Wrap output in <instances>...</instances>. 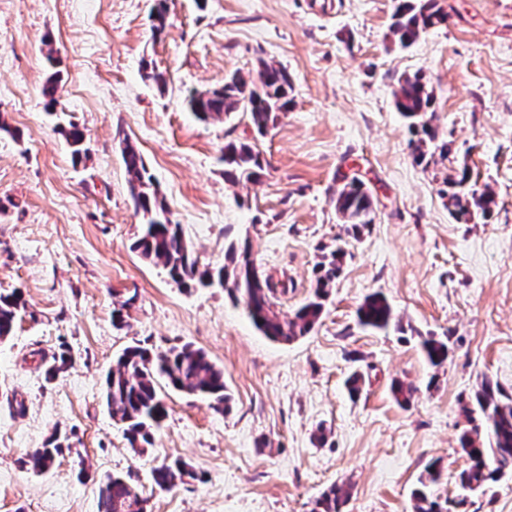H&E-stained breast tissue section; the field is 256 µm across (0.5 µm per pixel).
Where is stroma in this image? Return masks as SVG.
<instances>
[{"mask_svg": "<svg viewBox=\"0 0 512 512\" xmlns=\"http://www.w3.org/2000/svg\"><path fill=\"white\" fill-rule=\"evenodd\" d=\"M445 2L447 25L404 49L389 32L394 0H167L158 39L154 0H0V293L25 302L0 344V512H97L107 474L124 475L147 512H312L333 483L350 486L344 512H412L436 460L455 512H512V472L465 497L458 485L474 390L487 376L512 393V0ZM50 49L60 60L51 112ZM263 60L291 74L293 101L260 140L262 177L233 186L219 156L253 137L248 118L201 122L185 99L235 71L255 76ZM146 61L165 86L143 79ZM415 72L434 90L453 159L493 194L490 214L458 223L440 193L447 165L414 162L393 92ZM69 123L85 133L78 163L58 131ZM125 138L201 262L249 239L284 314L312 296L320 247L348 236L337 187L354 176L366 185L374 222L309 335L271 341L223 289L184 292L133 251L141 218ZM373 292L399 328L358 325ZM126 299L119 329L112 312ZM424 336L447 339V365L429 366ZM133 344L202 349L224 370L229 410L162 389L168 417L135 453L103 399L105 373ZM63 348L72 367L46 380ZM357 369L365 383L353 398L345 382ZM395 379L417 386L409 406L394 399ZM55 434L70 452L45 472L21 466ZM174 458L197 477L159 490L152 471Z\"/></svg>", "mask_w": 512, "mask_h": 512, "instance_id": "1", "label": "stroma"}]
</instances>
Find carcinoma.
<instances>
[{
	"mask_svg": "<svg viewBox=\"0 0 512 512\" xmlns=\"http://www.w3.org/2000/svg\"><path fill=\"white\" fill-rule=\"evenodd\" d=\"M448 22L443 0H398L392 16L391 33L402 47L413 45L422 33ZM168 26L167 0H155L152 12L154 36L161 37ZM58 73H52L42 88L45 106H55ZM293 82L288 70L280 65L261 63L258 79L248 80L237 72L225 77L224 85L205 91H194L187 98L188 110L201 121L228 118L241 113L248 117L256 137L248 141H232L224 145L221 162L224 180L236 185L260 179L267 161L257 142L266 136L277 113L288 110ZM394 106L408 122L414 161L429 168L448 160L452 152L432 122L435 112L433 89L419 73L403 75L393 92ZM72 148L73 159L85 153L84 131L75 124L62 130ZM122 158L135 211L141 216L142 231L132 249L151 262L162 264L168 277L183 288L219 286L235 304L242 303L254 327L276 342H291L308 335L322 317L325 301L339 276L348 252L342 245L322 251L315 266V289L311 299L293 316L274 310L273 289L253 256L249 240L232 241L224 251V264L200 263L187 243L182 227L172 222L169 211L148 175L143 156L129 140H123ZM443 196L452 206L451 213L459 222H466L475 212L488 214L496 206L494 196L478 191L472 183L468 164L449 168L443 178ZM336 211L349 225L352 236L374 222V203L361 180L354 177L336 191ZM23 302L21 295L0 294V343L13 334ZM358 324L365 329L387 330L395 322L393 309L380 293L368 295L356 311ZM426 361L439 368L448 362V342L427 336L421 340ZM72 366L66 351L53 356L45 370V379L52 380ZM163 379L174 390L205 397L217 412L229 409L231 400L224 384V369L213 363L207 354L190 345L173 347L152 355L141 346H129L119 355L105 379V403L112 419L123 424L129 447L140 451L153 445V432L168 416V409L157 391ZM417 387L396 381L392 394L402 405L410 403ZM471 427L459 438V446L470 464L459 476L462 490L475 492L488 482L498 480L505 470L512 471V397L489 377H483L474 394V407L468 409ZM63 454L57 438L48 439L27 455L23 465L40 472ZM196 478L181 459L165 463L153 471V481L161 490H170L185 479ZM444 471L436 461L430 463L418 478L412 492L413 512H446L442 507V489L447 485ZM348 501L347 490L330 485L315 500L313 512H342ZM142 499L120 475L108 474L99 481L97 512H144Z\"/></svg>",
	"mask_w": 512,
	"mask_h": 512,
	"instance_id": "carcinoma-1",
	"label": "carcinoma"
}]
</instances>
